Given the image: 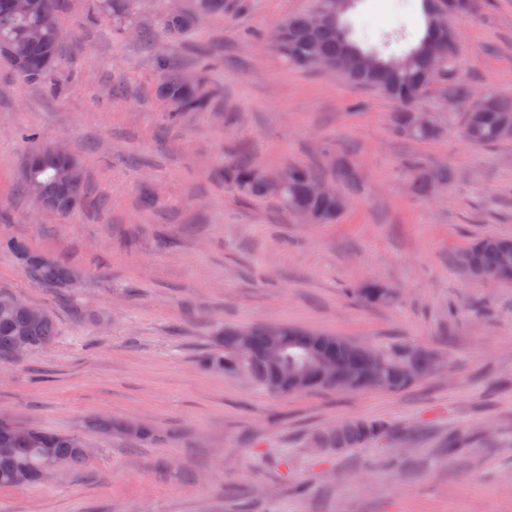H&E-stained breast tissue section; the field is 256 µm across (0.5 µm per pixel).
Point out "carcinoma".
Instances as JSON below:
<instances>
[{"label": "carcinoma", "instance_id": "1", "mask_svg": "<svg viewBox=\"0 0 512 512\" xmlns=\"http://www.w3.org/2000/svg\"><path fill=\"white\" fill-rule=\"evenodd\" d=\"M138 0H96L97 11L112 19V28L126 33L135 13ZM425 31L417 45L400 56L381 57L373 50H364L349 37L342 14H335L336 0H313L309 11L292 15L279 23L278 40L273 44L276 55L287 65L297 68L315 69L320 59L342 61L344 71L340 76L350 84L375 91L394 107L391 122L394 132L405 139L426 142L436 139V122L429 127L414 124L413 113L423 111L424 100L436 94L444 106L458 98L470 94V88L463 78V64L457 52L444 58L436 71H431L425 46L434 35L432 11L441 0H422ZM203 14L222 16L228 11L231 0H193ZM313 14L324 19L322 29L317 33L309 31V20ZM161 28L170 36H182L196 28V23L186 16L175 18L163 13L159 19ZM34 20H24L0 9V35L19 36ZM29 57L33 60L20 76L31 83H40L55 69L61 58V37L31 41L27 44ZM162 97L174 104L172 117L184 112H200L210 107L214 91L206 82V72L199 79L184 85L170 81L159 87ZM482 107L476 112L459 114V127L462 137L476 147H485L504 141L501 127L512 124V99L491 92L481 94ZM43 157L39 166L30 169L21 178V191L29 193L33 187H47L64 183L70 177L65 162L49 151L44 144L36 145ZM407 168L412 176L415 193L420 197L431 194L438 185H447L454 180V172L448 167H430L417 157L408 159ZM284 191L278 202L281 208L291 214L300 208L312 209L319 213L321 223L334 224L342 216L344 209L336 205L332 197H316L310 194L309 184L317 179L316 173L304 165H288L283 168ZM261 169L249 159L242 157L224 168V184L236 193L253 199L264 197L261 188ZM336 179L343 187L339 198L346 199L345 191L357 185L354 171L343 166L337 169ZM512 247V237L483 236L469 242L454 256L457 268L471 277L467 267L468 256L477 253L481 267L487 277L499 283L512 281V273L502 270L504 249ZM0 252H7L22 259L30 252L27 243L15 237L0 236ZM73 267L57 260L47 266H30L26 272L37 283L56 287L65 286V281ZM358 297L367 305L380 306L389 303L392 297L389 288L377 280L367 282L357 289ZM13 295L0 293V358L10 356L18 340L15 327L24 323V312L11 303ZM284 335L290 337L285 358L288 365H300L306 357L305 348L324 347L332 350L344 366L361 362L362 348L356 344H335L328 337L313 331L290 325H282ZM235 330H224V349L214 351L203 358V365L224 373L228 378L235 377V369L244 364L249 369V379L259 388L268 389L267 380L270 368L258 352L267 344L266 326L250 328L252 353H241L230 344V336ZM57 337L53 316L45 313L42 322L29 328L26 336L32 353H38L52 345ZM377 350L384 357V381L379 387L364 386L366 390L377 389L390 394H399L415 386L432 372L430 355L427 349L413 356L408 344L392 342L380 345ZM414 367L416 375L410 376L408 367ZM391 432L390 423L381 418H353L344 421L338 431H326L319 435L317 442L323 448H344L351 450L376 444ZM84 441L81 437L59 433L43 428L29 427L24 433H15L9 449L0 451V487L12 486L13 474L28 470L34 474L42 470L48 461L58 468L80 467L86 457L81 451Z\"/></svg>", "mask_w": 512, "mask_h": 512}]
</instances>
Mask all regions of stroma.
I'll use <instances>...</instances> for the list:
<instances>
[{
    "instance_id": "1",
    "label": "stroma",
    "mask_w": 512,
    "mask_h": 512,
    "mask_svg": "<svg viewBox=\"0 0 512 512\" xmlns=\"http://www.w3.org/2000/svg\"><path fill=\"white\" fill-rule=\"evenodd\" d=\"M168 7L139 0L144 40L115 36L92 0H59L57 70L31 84L0 61V236L82 274L76 288L45 286L0 252V292L58 326L46 350L0 360V412L89 447L83 466L0 488V512H512V284L470 281L452 261L475 238L512 237V139L470 145L432 96L441 135L406 141L385 98L287 66L269 35L311 0H242L181 40L160 29ZM347 19L352 40L385 58L424 30L420 0H356ZM454 27L470 90L512 96V0H478ZM161 56L187 78L211 64L210 108L171 120ZM30 130L79 155L86 203L67 217L18 191ZM242 155L329 182L346 164L359 188L337 223L302 224L225 186L219 171ZM412 156L454 182L417 196ZM370 280L393 301L364 305L354 291ZM269 323L404 340L439 364L398 395L275 396L201 368L222 329ZM101 418L141 420L159 438L92 429ZM351 418L386 419L392 433L316 449V434ZM455 435L469 442L452 456Z\"/></svg>"
}]
</instances>
